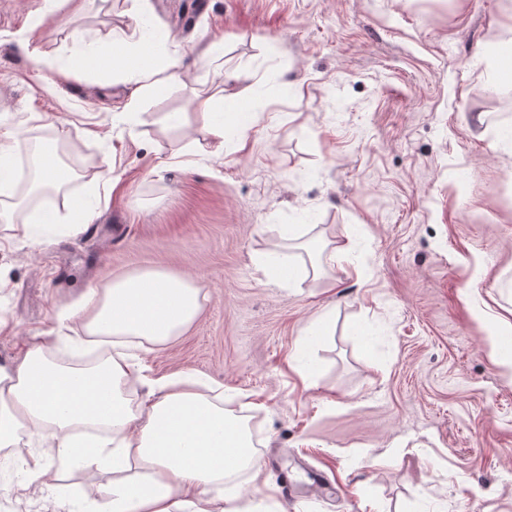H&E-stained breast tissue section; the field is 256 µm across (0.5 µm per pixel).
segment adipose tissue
Returning a JSON list of instances; mask_svg holds the SVG:
<instances>
[{
	"label": "adipose tissue",
	"instance_id": "ef3b65f1",
	"mask_svg": "<svg viewBox=\"0 0 512 512\" xmlns=\"http://www.w3.org/2000/svg\"><path fill=\"white\" fill-rule=\"evenodd\" d=\"M85 61H112L135 72L141 88L176 78L179 61L116 54L113 44H87ZM33 191L62 192L74 173L54 154L33 161ZM199 288L158 270L113 279L105 291L89 290L75 344H109L99 362L65 366L47 344L32 346L16 367H0V450L17 447L22 436L55 440L54 458H23L29 481L58 487L60 465H111L110 487L87 493L89 512H250L247 505L217 493L224 478L258 468L251 435L242 419L225 410L224 394H207L187 375L153 380L135 349L179 335L198 316ZM148 386L149 404L133 401V386Z\"/></svg>",
	"mask_w": 512,
	"mask_h": 512
}]
</instances>
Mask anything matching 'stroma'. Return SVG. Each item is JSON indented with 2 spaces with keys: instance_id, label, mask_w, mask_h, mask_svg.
Returning <instances> with one entry per match:
<instances>
[{
  "instance_id": "35a3bbf8",
  "label": "stroma",
  "mask_w": 512,
  "mask_h": 512,
  "mask_svg": "<svg viewBox=\"0 0 512 512\" xmlns=\"http://www.w3.org/2000/svg\"><path fill=\"white\" fill-rule=\"evenodd\" d=\"M147 19L175 81L135 99L130 75L74 67ZM511 20L512 0H79L49 17L0 0V148L46 132L82 163L31 200L55 222H0V366L78 328L89 289L162 269L204 305L137 355L151 378L243 395L228 408L263 465L224 494L252 512H512V84L482 50ZM240 110L250 130L215 152L211 112ZM79 199L99 237L71 226ZM278 224L347 261L258 282ZM18 479L0 472V512L76 506L85 473L63 469L57 494Z\"/></svg>"
}]
</instances>
